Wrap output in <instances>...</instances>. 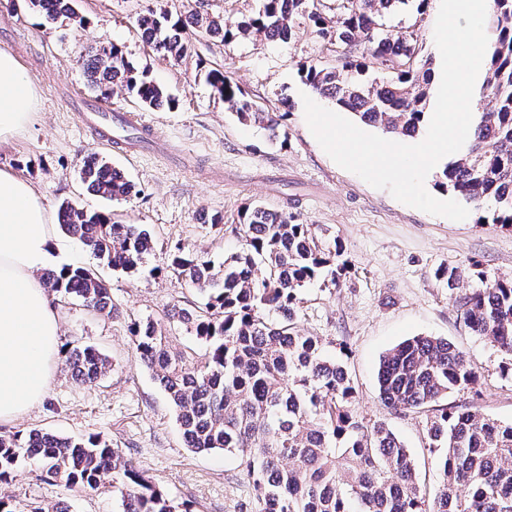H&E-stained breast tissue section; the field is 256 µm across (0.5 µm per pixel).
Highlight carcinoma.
Here are the masks:
<instances>
[{
  "label": "carcinoma",
  "instance_id": "carcinoma-1",
  "mask_svg": "<svg viewBox=\"0 0 512 512\" xmlns=\"http://www.w3.org/2000/svg\"><path fill=\"white\" fill-rule=\"evenodd\" d=\"M23 2L48 21L64 17L84 24L75 0ZM334 2L325 14L310 0H263L256 16L234 27L208 13L196 12L187 23L149 8L136 25L155 53L179 63L188 55L190 27L225 42L246 36L285 42L295 20L306 18L317 37L336 43V65L302 70L312 91L387 133L417 134L430 69L412 34L391 38L384 23L408 0ZM489 28L486 87L493 105L476 109L465 154L436 174L437 186L480 210L479 223L512 227V0H489ZM357 40L364 45L360 60L352 55ZM83 68L88 87L104 99L119 87L155 110L174 106L168 91L116 44L87 47ZM367 71L373 74L369 81L361 79ZM206 79L240 121L273 131L280 126L281 116L245 100L222 71L212 69ZM81 179L88 191L112 201L131 197L135 189L123 170L96 154ZM58 221L114 271L137 268L154 250L147 229L117 222L110 213H89L64 201ZM242 223L245 248L222 265L180 249L172 258L178 277L206 302L165 316L206 345L204 357L174 350L168 333L151 322L133 330L139 360L174 407L188 447L236 455L261 512H512V423L444 403L448 394L474 383L472 359L435 336L408 338L380 359L384 404L426 416L425 448L441 459L439 485L429 499L410 450L388 426H369L354 412L346 366L323 354L319 337L299 329L300 290L334 263L340 248L283 210L249 207ZM436 276L450 290L462 288L454 266ZM44 282L97 314L114 310L110 288L83 267H64ZM457 311L473 335L512 357V278L459 294ZM64 363L84 383L97 382L112 366L92 346L66 350ZM36 457L70 486L116 488L123 512H177L120 449L94 435L73 439L39 429L1 435L0 481L15 478L22 461Z\"/></svg>",
  "mask_w": 512,
  "mask_h": 512
}]
</instances>
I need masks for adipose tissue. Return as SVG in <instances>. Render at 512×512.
<instances>
[{
	"instance_id": "1",
	"label": "adipose tissue",
	"mask_w": 512,
	"mask_h": 512,
	"mask_svg": "<svg viewBox=\"0 0 512 512\" xmlns=\"http://www.w3.org/2000/svg\"><path fill=\"white\" fill-rule=\"evenodd\" d=\"M36 88L19 61L0 50V144L27 123ZM52 216L33 186L0 170V423L45 396L60 360L61 316L41 272L61 269Z\"/></svg>"
}]
</instances>
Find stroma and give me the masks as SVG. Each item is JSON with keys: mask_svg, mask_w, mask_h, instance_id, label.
<instances>
[{"mask_svg": "<svg viewBox=\"0 0 512 512\" xmlns=\"http://www.w3.org/2000/svg\"><path fill=\"white\" fill-rule=\"evenodd\" d=\"M196 0H78L83 27L54 23L34 11L11 10L0 0V49L13 53L38 93L25 130L0 145V169L30 182L50 210L76 201L125 224L144 225L154 250L137 269L115 271L66 233H58L65 264L82 266L105 280L116 308L97 316L80 301L60 308L64 347L92 345L112 368L96 383L71 378L55 366L48 391L24 416L0 423V435L33 428L85 438L97 435L124 455L178 507L179 512H260L251 483L236 457L188 448L176 412L137 358L131 328L154 321L168 328L173 306L200 302L199 293L174 272L176 248L221 264L239 252L241 210L262 204L317 225L340 245L337 277H323L300 295L298 324L319 337L327 355L343 362L355 387V410L366 423L383 422L414 452L427 492H435L439 460L425 448L426 416L386 407L377 387L383 353L415 336L443 337L478 367L474 385L454 391L450 402L476 406L499 421L512 422V361L473 336L457 314L456 294L436 279L439 268L457 267L469 287L512 278V227L479 223V210L453 221L407 206L338 166L312 135L302 93L303 67L336 63V47L317 39L299 19L290 42L259 36L228 43L198 32L181 63L155 55L135 19L153 8L189 15ZM437 0H409L389 23L392 32L410 28L431 72L441 66L434 42ZM115 43L136 67L148 68L175 99L162 111L145 107L123 90L101 101L86 87L82 46ZM226 72L256 105L284 113L286 141L240 123L214 96L205 73ZM131 114L150 124L154 137L136 152L102 141L95 117ZM122 167L136 193L112 202L87 191L80 169L90 154ZM222 224L211 225L212 215ZM0 500L15 512H122L111 487L95 491L51 478L44 463L23 461L16 478L0 482Z\"/></svg>", "mask_w": 512, "mask_h": 512, "instance_id": "stroma-1", "label": "stroma"}]
</instances>
